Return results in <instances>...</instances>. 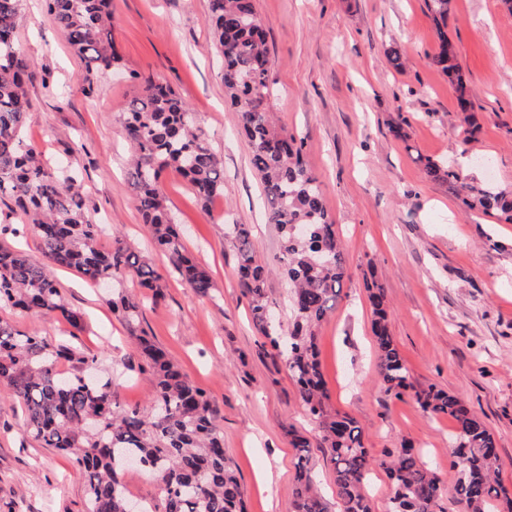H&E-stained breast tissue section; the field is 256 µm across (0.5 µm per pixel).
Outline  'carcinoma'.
Listing matches in <instances>:
<instances>
[{"label":"carcinoma","mask_w":512,"mask_h":512,"mask_svg":"<svg viewBox=\"0 0 512 512\" xmlns=\"http://www.w3.org/2000/svg\"><path fill=\"white\" fill-rule=\"evenodd\" d=\"M22 0H0V201L9 217L39 238L48 264L75 270L91 284L114 286L128 278L162 296V275L118 235L101 246L100 225L89 215L80 186L61 167L43 161L24 143L23 126L31 108L29 64L16 43ZM452 0H427L439 46L432 62L447 76L464 120L472 103L467 80L448 40ZM47 14L85 63L83 82L109 69L120 55L112 40V0H45ZM209 19L224 56V89L238 114L250 148V164L263 185L268 218L281 232L293 327L282 325L267 296L269 268L257 257L244 224L227 225L237 253L239 286L248 298L252 321L271 347L285 356L307 412L319 422L312 440L290 432L295 454L292 495L295 512H331L311 466V449H330L337 512H371L367 479L384 468L390 481L389 512H435L443 494L439 476L421 454L401 448L378 461L365 447L362 429L348 415L330 417L328 391L317 353V329L336 305L348 277L345 257L329 218L316 176L306 167L302 146L275 126L269 110L270 59L267 34L255 0H209ZM131 144L128 175L137 207L155 246L197 295L212 288L209 273L192 258L160 187L163 172L180 174L207 205L224 189L222 159L198 133L195 113L167 84L144 81L124 122ZM425 175L448 184L464 209L512 223V191L477 186L452 166L417 157ZM373 309L377 373L384 390L396 397L411 387L407 367L390 335L384 288L367 287ZM128 324L140 306L123 296L110 300ZM53 316L73 328L83 317L62 296L59 284L26 255L0 244V308ZM138 348L152 376L150 409L123 407L109 382L87 375L97 356L67 341H49L0 321V384L25 407L26 433L48 448L73 457L87 488V512H127V461L159 478L162 507L138 503L139 512H246L242 486L224 450L205 392L196 387L146 336ZM67 362L71 371L60 372ZM421 407L456 425L453 464L460 468L454 499L460 512H512V492L498 479L500 458L493 434L460 398L433 385L416 392Z\"/></svg>","instance_id":"obj_1"}]
</instances>
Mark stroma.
<instances>
[{
	"label": "stroma",
	"instance_id": "1",
	"mask_svg": "<svg viewBox=\"0 0 512 512\" xmlns=\"http://www.w3.org/2000/svg\"><path fill=\"white\" fill-rule=\"evenodd\" d=\"M267 31L268 98L279 126L302 141L349 268L343 297L318 330L330 392L328 414L361 426L377 458L409 444L441 478L442 512L457 470L448 456L455 425L417 403L436 386L460 397L494 435L500 479L512 488V224L464 211L447 184L425 177L423 155L452 164L468 182L512 190V11L502 0H453L448 38L468 78L479 129L465 141L447 76L432 63L438 37L425 0H256ZM118 68L82 81L84 63L43 7L22 0L17 40L31 64L28 144L72 171L93 218L125 238L164 278L159 302L135 282L123 295L143 302L139 325L203 389L237 470L247 512H294L290 430L318 423L305 410L283 356L254 327L238 283L228 224L246 225L271 270L268 299L290 328L281 236L271 224L250 147L224 93L223 58L207 22L208 0H112ZM405 53L394 69L387 51ZM168 83L191 107L224 160V194L201 206L188 184L164 172L162 190L185 244L209 271L210 294L195 295L151 245L124 160L123 125L141 80ZM410 140L394 137L400 121ZM83 329L37 313L0 310V320L49 340L76 336L96 355L121 405L149 408L153 388L129 328L108 303L113 291L50 268ZM385 288L390 332L412 391L385 392L377 375L365 284ZM25 409L0 385V512H86V485L72 457L24 430Z\"/></svg>",
	"mask_w": 512,
	"mask_h": 512
}]
</instances>
